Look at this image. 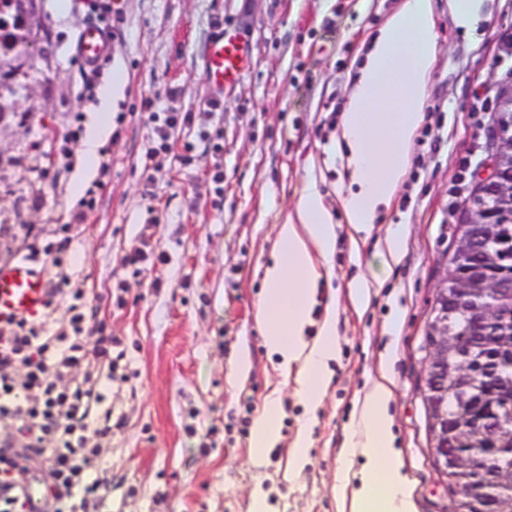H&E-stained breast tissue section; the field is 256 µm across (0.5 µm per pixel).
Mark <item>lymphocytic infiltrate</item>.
Here are the masks:
<instances>
[{
    "instance_id": "lymphocytic-infiltrate-1",
    "label": "lymphocytic infiltrate",
    "mask_w": 512,
    "mask_h": 512,
    "mask_svg": "<svg viewBox=\"0 0 512 512\" xmlns=\"http://www.w3.org/2000/svg\"><path fill=\"white\" fill-rule=\"evenodd\" d=\"M48 284L41 316L0 321V512H29L16 479L24 465L39 478L42 512H91L103 492L90 473L112 432L98 383L118 368L113 340L95 335L83 291Z\"/></svg>"
}]
</instances>
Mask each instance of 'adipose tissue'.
I'll list each match as a JSON object with an SVG mask.
<instances>
[{
  "instance_id": "adipose-tissue-1",
  "label": "adipose tissue",
  "mask_w": 512,
  "mask_h": 512,
  "mask_svg": "<svg viewBox=\"0 0 512 512\" xmlns=\"http://www.w3.org/2000/svg\"><path fill=\"white\" fill-rule=\"evenodd\" d=\"M437 46L431 0H402L374 39L350 89L341 119L350 179L342 208L356 232L369 231L399 190ZM336 240L321 196L305 189L295 222L278 227L256 311L269 354L283 371L295 372L296 394L311 413L326 393L330 363L336 358L335 307L327 306L320 320L312 318L322 269L336 251ZM391 398L389 381L383 378L362 401L347 442V458L362 461L349 512H416L408 481L390 453L385 408ZM279 416L278 401L267 400L252 428V461H261L279 442Z\"/></svg>"
}]
</instances>
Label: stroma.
Segmentation results:
<instances>
[{"label":"stroma","mask_w":512,"mask_h":512,"mask_svg":"<svg viewBox=\"0 0 512 512\" xmlns=\"http://www.w3.org/2000/svg\"><path fill=\"white\" fill-rule=\"evenodd\" d=\"M401 0H112V55L94 100L82 95L74 53L89 15L79 0H38L39 38L0 65L26 61L27 80L0 88V224L61 227L71 237L59 267L84 289L94 325L116 339L117 380L100 379L104 405L121 428L100 440L93 477L110 492L98 512H349L338 487L352 422L373 381L388 377L392 450L417 512H454V495L433 464L421 363L439 278L454 250L455 227L475 168L486 158L485 129L498 96L512 92V0H490V17L469 37L448 0H432L438 52L404 181L369 233L348 224L349 190L341 115L368 45ZM239 28L250 47L247 75L222 95L208 88L204 46L218 24ZM121 91L105 93L114 77ZM187 112L189 125L157 151L143 102ZM218 101L211 109L210 101ZM107 131L97 156L109 171L84 166L90 128ZM69 167L43 175L48 152L71 130ZM222 130V151L207 136ZM223 171L222 185L211 177ZM40 186L33 201L32 186ZM315 189L336 226L315 313L335 304L337 354L314 417L263 343L256 322L263 267L277 227ZM96 204L71 221L87 189ZM156 224L158 260L133 274L125 258ZM405 245L383 262L385 238ZM370 283L355 305L351 282ZM248 359L247 374L238 363ZM281 406L280 440L263 464L250 460L252 424L266 399ZM307 428L308 463L289 475L294 438Z\"/></svg>","instance_id":"stroma-1"}]
</instances>
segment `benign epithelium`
Returning <instances> with one entry per match:
<instances>
[{
    "label": "benign epithelium",
    "instance_id": "benign-epithelium-1",
    "mask_svg": "<svg viewBox=\"0 0 512 512\" xmlns=\"http://www.w3.org/2000/svg\"><path fill=\"white\" fill-rule=\"evenodd\" d=\"M37 0H20V7L28 30L27 39L36 40L33 33L31 20L36 13ZM488 156L477 178L480 185L488 189L493 195H507L512 193V170L500 166L504 159L512 156V140L505 138L498 124L491 125L486 133ZM492 223L490 212L483 205H473L469 212V228L464 234L457 237V252L469 259V264L478 268L481 265L484 252L483 237L484 224ZM473 334L488 337L497 336L496 324L481 310L468 312ZM428 331L434 339V344L428 346L426 356L422 361V376L426 383V389L434 396L433 406H438L436 396L445 392L448 386V358L447 352L456 355L460 362H465L470 352V346L464 339L454 336L447 322L444 320L429 321ZM473 426L483 433L493 436L504 426V422L490 410L483 416L473 421ZM459 442V428L455 423L444 424L443 429H435L434 462L437 469L448 475L457 469L458 456L456 447ZM500 489L499 483L487 476L481 487L475 488L461 484L453 485V494L456 503L472 502L480 512H494V501Z\"/></svg>",
    "mask_w": 512,
    "mask_h": 512
}]
</instances>
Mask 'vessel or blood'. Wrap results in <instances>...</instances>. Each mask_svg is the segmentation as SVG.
Segmentation results:
<instances>
[{"label": "vessel or blood", "instance_id": "vessel-or-blood-1", "mask_svg": "<svg viewBox=\"0 0 512 512\" xmlns=\"http://www.w3.org/2000/svg\"><path fill=\"white\" fill-rule=\"evenodd\" d=\"M112 40L99 24L87 23L79 32L74 51L84 65L96 66L111 56ZM250 66L249 48L242 34L227 28L209 39L204 56L208 85L220 91L241 81ZM46 282L27 263L0 267V319L38 317L46 301Z\"/></svg>", "mask_w": 512, "mask_h": 512}]
</instances>
